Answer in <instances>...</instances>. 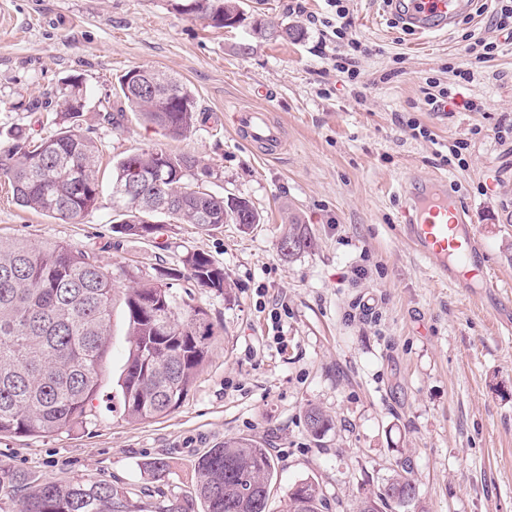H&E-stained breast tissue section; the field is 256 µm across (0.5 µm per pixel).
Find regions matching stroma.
<instances>
[{
  "mask_svg": "<svg viewBox=\"0 0 512 512\" xmlns=\"http://www.w3.org/2000/svg\"><path fill=\"white\" fill-rule=\"evenodd\" d=\"M347 40L327 50L326 0H245L246 12L299 27L296 41L255 38L250 22L216 28L174 0H0V150L17 132L55 133L56 109L81 83V130L101 146L96 209L79 223L21 208L0 181V239L60 241L115 270L112 346L83 423L44 436L0 435V468L30 479H102L128 490L135 512H160L196 481L195 464L227 437L266 441L278 462L267 512H287L295 484L318 483L344 512L406 458L426 512H512V43L475 63L464 37L496 40L491 0L423 36L402 28L387 0H346ZM357 40V78L332 53ZM152 67L194 92L197 121L171 139L119 106L117 81ZM472 73L463 82L458 70ZM481 104L429 112L426 78ZM271 110L285 145L265 155L239 138L233 112ZM430 138L413 137L409 122ZM467 142L465 166L441 164L438 145ZM138 149L190 154L217 195L243 197L262 216L251 226L204 232L163 218L147 238L113 229L112 167ZM439 174L448 199L468 209L484 247L487 285L441 280L402 234L409 172ZM312 248L285 258L291 217ZM210 255L224 293L175 282L205 308L218 342L181 406L148 423L127 419L117 381L124 368L129 275L161 277L185 250ZM333 420L309 436L308 406ZM164 457L161 478L143 473Z\"/></svg>",
  "mask_w": 512,
  "mask_h": 512,
  "instance_id": "obj_1",
  "label": "stroma"
}]
</instances>
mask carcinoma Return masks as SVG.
I'll list each match as a JSON object with an SVG mask.
<instances>
[{
    "label": "carcinoma",
    "instance_id": "cac0c4a2",
    "mask_svg": "<svg viewBox=\"0 0 512 512\" xmlns=\"http://www.w3.org/2000/svg\"><path fill=\"white\" fill-rule=\"evenodd\" d=\"M181 12L197 14L215 27L244 20L238 0H179ZM262 40L297 39L302 30L275 29L265 19L252 22ZM119 97L142 120L170 138L185 136L196 121V101L177 76L134 68L118 79ZM85 102L80 85L62 100L61 127L35 140L19 133L0 151V178L10 183L24 208L77 223L99 199L100 146L80 132L77 118ZM199 161L189 154L142 149L125 155L112 173V212L121 232L147 237L156 231L145 198L161 178L165 196L178 202L170 217L202 229L258 224L260 214L242 198L224 200L200 184ZM139 178L137 195L125 193ZM294 256L312 241L306 225L291 218L284 234ZM182 268L165 278L138 280L124 296L129 349L120 387L128 420L145 422L178 408L212 350L217 330L207 311L178 296L172 282L185 277L200 288L230 287L224 268L209 255L187 250ZM114 278L96 257L57 241L33 245L25 239L0 240V435L39 436L70 429L92 404L112 338ZM309 435L319 441L331 420L319 407L306 409ZM372 496L394 512L405 504L390 495L412 486L406 461ZM277 461L260 440L224 439L198 461L193 496L176 497L162 512H266ZM15 501L14 512H133L126 492L105 480L32 482L21 471L0 469V497ZM328 500L318 485L301 482L288 497V512H324Z\"/></svg>",
    "mask_w": 512,
    "mask_h": 512
}]
</instances>
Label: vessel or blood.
<instances>
[{
    "label": "vessel or blood",
    "mask_w": 512,
    "mask_h": 512,
    "mask_svg": "<svg viewBox=\"0 0 512 512\" xmlns=\"http://www.w3.org/2000/svg\"><path fill=\"white\" fill-rule=\"evenodd\" d=\"M403 21L422 34L451 26L471 10L473 0H402ZM238 133L254 146L273 153L282 144V127L267 110L246 107L234 115ZM448 182L441 176L409 174L401 190L410 200L404 208V233L418 255L444 279L459 282L482 274L476 229L463 208L449 209Z\"/></svg>",
    "instance_id": "obj_1"
}]
</instances>
